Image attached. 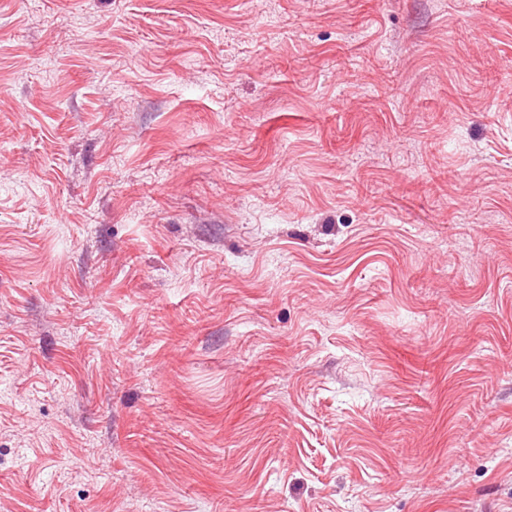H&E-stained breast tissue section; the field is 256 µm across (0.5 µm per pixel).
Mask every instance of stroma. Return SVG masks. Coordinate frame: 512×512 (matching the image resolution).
Returning <instances> with one entry per match:
<instances>
[{
	"mask_svg": "<svg viewBox=\"0 0 512 512\" xmlns=\"http://www.w3.org/2000/svg\"><path fill=\"white\" fill-rule=\"evenodd\" d=\"M0 512H512V0H0Z\"/></svg>",
	"mask_w": 512,
	"mask_h": 512,
	"instance_id": "1",
	"label": "stroma"
}]
</instances>
